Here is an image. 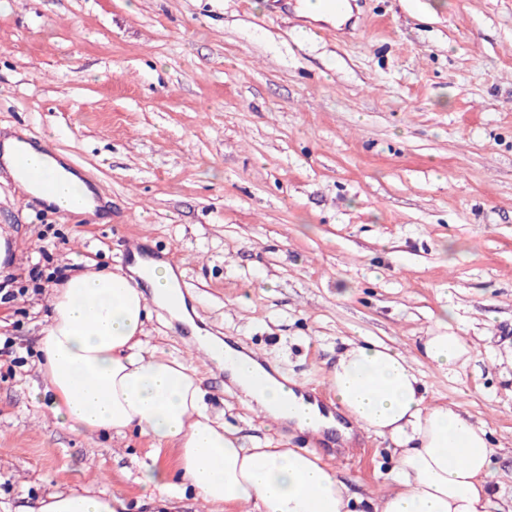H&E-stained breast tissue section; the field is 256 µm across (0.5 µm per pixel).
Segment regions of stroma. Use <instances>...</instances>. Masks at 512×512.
Masks as SVG:
<instances>
[{
  "label": "stroma",
  "mask_w": 512,
  "mask_h": 512,
  "mask_svg": "<svg viewBox=\"0 0 512 512\" xmlns=\"http://www.w3.org/2000/svg\"><path fill=\"white\" fill-rule=\"evenodd\" d=\"M347 32L262 0H0V127L66 155L106 215L63 216L0 177L15 287L0 302V512L54 491L151 512L137 432L54 419L40 396L46 277L119 269L128 240L178 261L195 323L311 390L345 340L413 354L451 311L472 348L418 369L434 402L484 424L512 512V0H357ZM248 446L307 447L258 415L153 307ZM350 494L392 486L390 441L331 457Z\"/></svg>",
  "instance_id": "35a3bbf8"
}]
</instances>
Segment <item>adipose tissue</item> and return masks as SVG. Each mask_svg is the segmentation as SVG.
Segmentation results:
<instances>
[{"label":"adipose tissue","mask_w":512,"mask_h":512,"mask_svg":"<svg viewBox=\"0 0 512 512\" xmlns=\"http://www.w3.org/2000/svg\"><path fill=\"white\" fill-rule=\"evenodd\" d=\"M29 167L62 177L47 205L66 213L70 193H86L63 156L37 152ZM179 284L163 261L140 258L128 270H86L56 286L40 341L53 395L51 415L78 431L120 435L134 429L152 446L138 463L137 481L152 506L168 512L185 494L221 512H360L334 469L306 448H250L206 401L182 358L148 346L151 306L184 322L185 304H172ZM466 363L470 348L447 320L422 337L415 356L389 346L347 341L328 374L333 402L359 429L390 440L396 453L393 487L368 498L370 512H495L489 483L492 450L484 425L455 405L429 401L417 368ZM275 373L263 391L245 387L258 411L299 430L329 426L312 405ZM177 451L176 468L159 461L163 445ZM38 512H127L124 497L90 490L53 492Z\"/></svg>","instance_id":"adipose-tissue-1"}]
</instances>
